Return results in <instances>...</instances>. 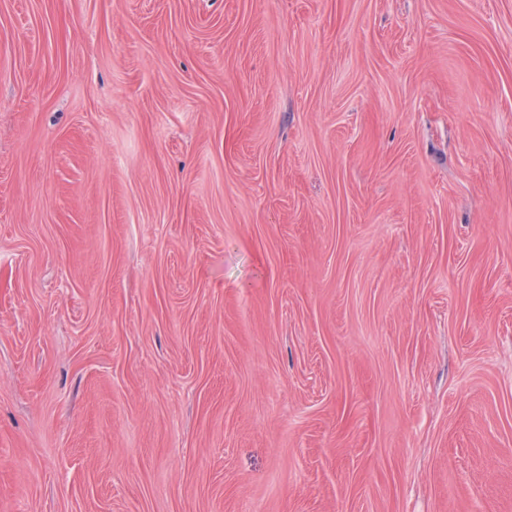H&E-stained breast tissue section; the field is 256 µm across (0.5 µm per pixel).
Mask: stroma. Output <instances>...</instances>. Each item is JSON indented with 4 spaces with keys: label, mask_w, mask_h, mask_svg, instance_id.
<instances>
[{
    "label": "stroma",
    "mask_w": 512,
    "mask_h": 512,
    "mask_svg": "<svg viewBox=\"0 0 512 512\" xmlns=\"http://www.w3.org/2000/svg\"><path fill=\"white\" fill-rule=\"evenodd\" d=\"M0 512H512V0H0Z\"/></svg>",
    "instance_id": "stroma-1"
}]
</instances>
